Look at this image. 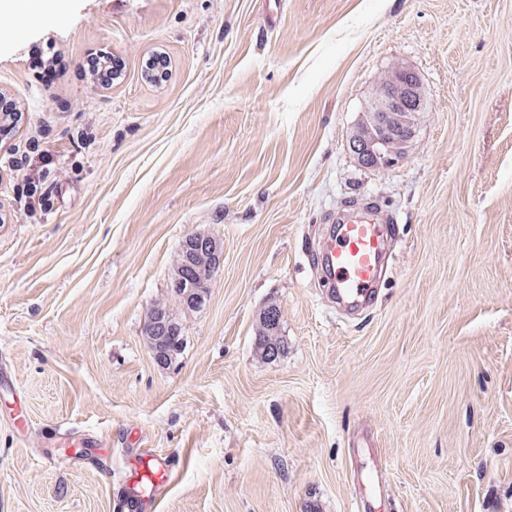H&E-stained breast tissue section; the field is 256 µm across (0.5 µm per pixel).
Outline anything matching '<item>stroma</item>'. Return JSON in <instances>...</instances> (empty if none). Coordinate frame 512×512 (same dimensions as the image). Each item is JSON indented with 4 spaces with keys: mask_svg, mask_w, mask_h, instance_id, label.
<instances>
[{
    "mask_svg": "<svg viewBox=\"0 0 512 512\" xmlns=\"http://www.w3.org/2000/svg\"><path fill=\"white\" fill-rule=\"evenodd\" d=\"M0 36V512L119 508L130 442L174 465L156 512H512V0H62ZM125 70L86 83L90 50ZM70 62L44 84L33 59ZM170 59L156 86L155 50ZM429 91L395 167L349 138L379 79ZM46 145L52 206L17 161ZM393 217L369 307L316 273L349 203ZM217 238L204 304L172 291L180 244ZM287 350L261 357L260 311ZM167 304L186 345L144 336ZM56 428L55 439H45ZM101 443L103 460L76 451ZM170 60L165 52L156 51L142 62V75L152 84H162L166 82L169 74Z\"/></svg>",
    "mask_w": 512,
    "mask_h": 512,
    "instance_id": "stroma-1",
    "label": "stroma"
}]
</instances>
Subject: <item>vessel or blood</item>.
<instances>
[{"label":"vessel or blood","mask_w":512,"mask_h":512,"mask_svg":"<svg viewBox=\"0 0 512 512\" xmlns=\"http://www.w3.org/2000/svg\"><path fill=\"white\" fill-rule=\"evenodd\" d=\"M338 224L323 253L326 276L342 303L364 306L380 278L388 247L384 219L371 206L350 205L336 217ZM171 474L166 457L131 449L120 476L119 488L141 512H151L155 496Z\"/></svg>","instance_id":"1"}]
</instances>
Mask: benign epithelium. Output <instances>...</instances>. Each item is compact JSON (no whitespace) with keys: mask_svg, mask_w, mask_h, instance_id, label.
I'll return each instance as SVG.
<instances>
[{"mask_svg":"<svg viewBox=\"0 0 512 512\" xmlns=\"http://www.w3.org/2000/svg\"><path fill=\"white\" fill-rule=\"evenodd\" d=\"M427 90L417 72L406 66L393 71L391 80L365 107L364 127L350 139L349 149L358 163L368 169L391 168L403 159L415 136L416 115L425 108ZM191 245L208 251L211 268L203 269L188 254L176 266L175 288L191 297L197 288L210 287L219 270L221 248L208 235H188Z\"/></svg>","mask_w":512,"mask_h":512,"instance_id":"1","label":"benign epithelium"}]
</instances>
